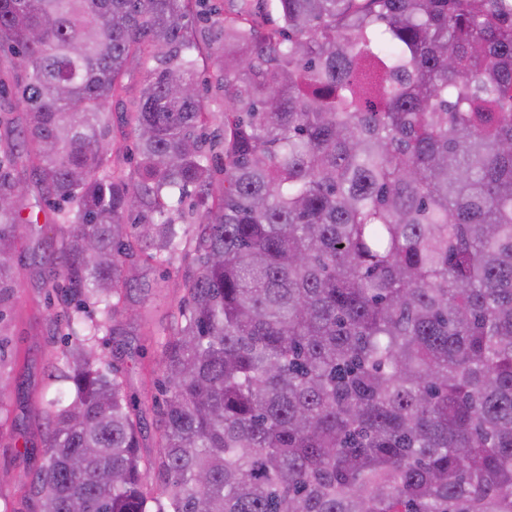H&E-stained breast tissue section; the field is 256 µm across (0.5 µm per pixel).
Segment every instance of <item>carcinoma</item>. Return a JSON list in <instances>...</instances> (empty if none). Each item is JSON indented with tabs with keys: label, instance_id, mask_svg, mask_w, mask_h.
I'll list each match as a JSON object with an SVG mask.
<instances>
[{
	"label": "carcinoma",
	"instance_id": "1",
	"mask_svg": "<svg viewBox=\"0 0 512 512\" xmlns=\"http://www.w3.org/2000/svg\"><path fill=\"white\" fill-rule=\"evenodd\" d=\"M0 0V337L30 171L74 340L33 512H512V0ZM215 35L224 164L203 133ZM134 175L108 108L135 61ZM176 269L158 452L98 351ZM14 367L0 354V430Z\"/></svg>",
	"mask_w": 512,
	"mask_h": 512
}]
</instances>
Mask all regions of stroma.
Segmentation results:
<instances>
[{
  "label": "stroma",
  "mask_w": 512,
  "mask_h": 512,
  "mask_svg": "<svg viewBox=\"0 0 512 512\" xmlns=\"http://www.w3.org/2000/svg\"><path fill=\"white\" fill-rule=\"evenodd\" d=\"M25 204L37 211L38 230L22 241L15 254L19 303L8 313L9 332L0 341V353L5 358L17 355L25 361L24 368L16 370L13 376L10 409L15 428L10 434L0 436V502H8L11 512H32L27 489L41 456L35 450L22 451L16 441L25 436L38 439L43 424L35 417L32 406L42 393L55 391V382L47 378L46 363L64 346L61 332L53 322L56 308L41 287L46 246L57 235L52 222L54 199L41 198L32 192ZM182 296L176 278H165L160 270L146 267L137 288L130 292V301L158 327L180 304ZM99 349L123 377L128 397L142 408L147 425H154L162 394L157 383L145 378L140 370L141 365L159 359L154 337L146 335L139 322L127 320L121 325L120 335L100 340Z\"/></svg>",
  "instance_id": "obj_1"
}]
</instances>
